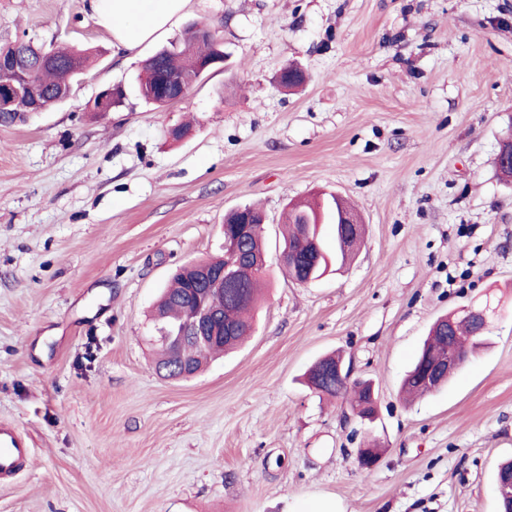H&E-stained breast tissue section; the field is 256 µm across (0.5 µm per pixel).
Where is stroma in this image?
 Returning <instances> with one entry per match:
<instances>
[{"label":"stroma","instance_id":"stroma-1","mask_svg":"<svg viewBox=\"0 0 512 512\" xmlns=\"http://www.w3.org/2000/svg\"><path fill=\"white\" fill-rule=\"evenodd\" d=\"M227 58L180 101L138 94L87 0H0V43L97 50L62 105L0 126V424L29 460L0 512H499L512 459V0H191ZM305 83L287 91L284 67ZM120 84L123 106L91 103ZM193 126L181 140L171 126ZM350 202L344 268L285 273L288 202ZM260 204L267 288L236 352L160 376L148 311L179 265ZM489 306L488 344L436 392L401 381L434 321ZM341 352L377 416L305 382ZM375 441L376 468L358 448Z\"/></svg>","mask_w":512,"mask_h":512}]
</instances>
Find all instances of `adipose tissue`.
<instances>
[{"instance_id": "obj_1", "label": "adipose tissue", "mask_w": 512, "mask_h": 512, "mask_svg": "<svg viewBox=\"0 0 512 512\" xmlns=\"http://www.w3.org/2000/svg\"><path fill=\"white\" fill-rule=\"evenodd\" d=\"M190 0H89L98 25L112 35V43L129 58L152 42L185 13Z\"/></svg>"}]
</instances>
